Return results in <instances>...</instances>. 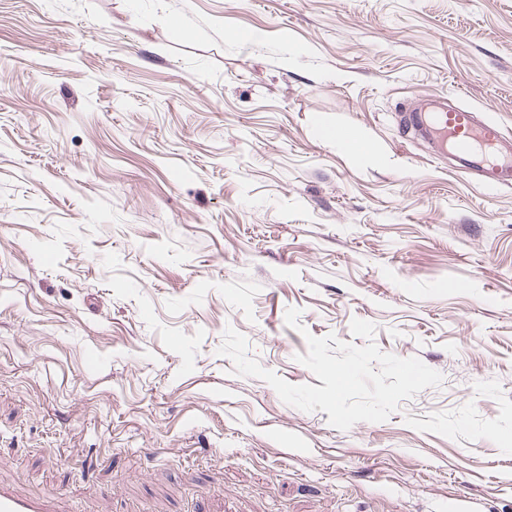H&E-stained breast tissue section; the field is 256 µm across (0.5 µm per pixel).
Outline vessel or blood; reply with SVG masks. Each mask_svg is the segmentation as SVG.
I'll return each instance as SVG.
<instances>
[{"mask_svg":"<svg viewBox=\"0 0 512 512\" xmlns=\"http://www.w3.org/2000/svg\"><path fill=\"white\" fill-rule=\"evenodd\" d=\"M402 124L407 132L423 136L439 151H454L466 170L490 187L512 185V148L504 149L505 133L491 119L478 118L466 107L432 105L419 112H406ZM0 512H53L50 498H26L0 486Z\"/></svg>","mask_w":512,"mask_h":512,"instance_id":"vessel-or-blood-1","label":"vessel or blood"}]
</instances>
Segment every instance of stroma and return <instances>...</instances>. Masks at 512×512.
<instances>
[{
    "mask_svg": "<svg viewBox=\"0 0 512 512\" xmlns=\"http://www.w3.org/2000/svg\"><path fill=\"white\" fill-rule=\"evenodd\" d=\"M442 92L512 133V0H0V484L512 512V186L404 133ZM356 318L441 384L341 431L218 353L317 387Z\"/></svg>",
    "mask_w": 512,
    "mask_h": 512,
    "instance_id": "obj_1",
    "label": "stroma"
}]
</instances>
